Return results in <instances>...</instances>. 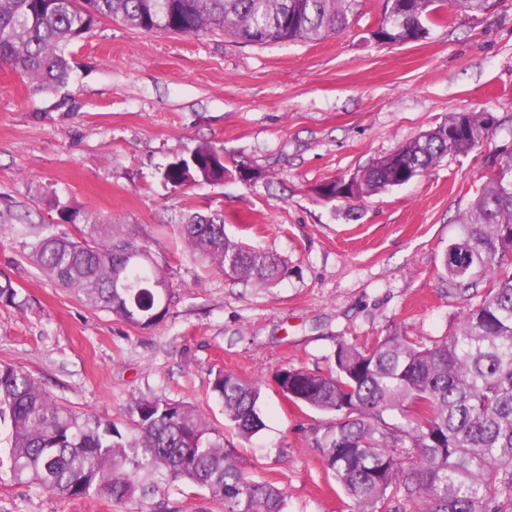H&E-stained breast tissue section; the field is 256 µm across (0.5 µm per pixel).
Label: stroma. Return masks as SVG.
I'll list each match as a JSON object with an SVG mask.
<instances>
[{"label": "stroma", "instance_id": "35a3bbf8", "mask_svg": "<svg viewBox=\"0 0 512 512\" xmlns=\"http://www.w3.org/2000/svg\"><path fill=\"white\" fill-rule=\"evenodd\" d=\"M385 0H360L346 28L315 42L240 44L221 32L164 34L102 20L71 48L54 92L0 67V278L19 306H0V362L55 400L123 425L141 396L195 406L239 450L241 468L287 495L286 512H350L311 430L327 414L276 392L275 371L327 372L338 343L394 332L452 334L465 304L442 256L480 193L488 159L512 149V0L451 15L421 40L371 36ZM454 112H488L493 134L409 183L361 199L320 187L350 177ZM258 171L183 191L158 167L200 144ZM115 223L147 246L172 285L168 311L139 329L83 305L29 258L23 224ZM223 212L226 232L281 260L269 286L234 281L186 248L180 226ZM261 383L264 429L245 441L211 394L215 369ZM170 512H224L204 494L164 486L141 501ZM130 505L38 494L0 474V512H130Z\"/></svg>", "mask_w": 512, "mask_h": 512}]
</instances>
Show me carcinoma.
<instances>
[{
	"label": "carcinoma",
	"mask_w": 512,
	"mask_h": 512,
	"mask_svg": "<svg viewBox=\"0 0 512 512\" xmlns=\"http://www.w3.org/2000/svg\"><path fill=\"white\" fill-rule=\"evenodd\" d=\"M497 0H386L379 41H416L443 21L440 9L485 14ZM359 0H0V64L46 86L64 82L70 46L103 18L145 31L198 34L221 30L244 44L318 41L345 28ZM488 112H454L448 120L320 195L359 199L409 183L443 159L468 154L492 135ZM481 194L460 218L442 266L468 301L456 331L429 345L400 333L370 344L336 347L323 375L282 368L273 375L295 404L331 418L312 445L354 505V512H512V150L495 153ZM224 156L207 145L159 170L163 185L183 190L224 180ZM192 253L225 276L261 285L282 264L227 235L224 217L195 216L181 225ZM40 271L135 328L166 312L169 282L150 251L121 236L117 224H88L74 237L49 233L32 246ZM485 279L478 292L479 279ZM125 284L114 288L116 281ZM0 305L20 306L11 280ZM212 391L224 417L248 440L264 427L260 382L216 372ZM397 413L398 426L385 416ZM128 431L79 415L52 399L28 374L0 363V469L14 482L65 498L136 503L147 476L202 490L224 512H285L275 485L243 472L238 451L224 446L197 409L165 396L140 397ZM411 448L414 454H404Z\"/></svg>",
	"instance_id": "cac0c4a2"
}]
</instances>
